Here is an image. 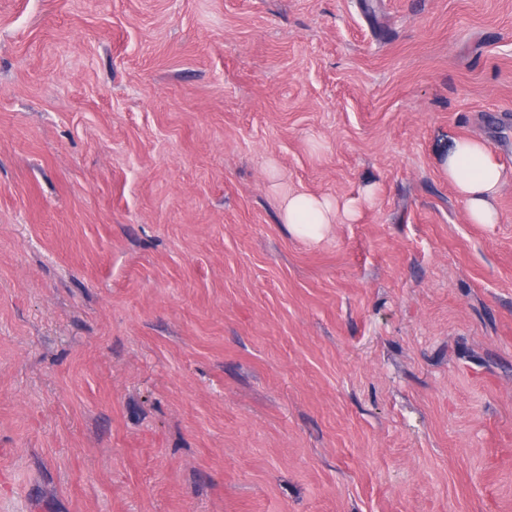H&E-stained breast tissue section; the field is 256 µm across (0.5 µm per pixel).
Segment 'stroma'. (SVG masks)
Listing matches in <instances>:
<instances>
[{
  "mask_svg": "<svg viewBox=\"0 0 512 512\" xmlns=\"http://www.w3.org/2000/svg\"><path fill=\"white\" fill-rule=\"evenodd\" d=\"M456 137L512 174V0H0V512H512ZM358 208L357 200L340 201L305 191H286L281 219L294 237L317 243L325 237L331 224L353 220Z\"/></svg>",
  "mask_w": 512,
  "mask_h": 512,
  "instance_id": "35a3bbf8",
  "label": "stroma"
}]
</instances>
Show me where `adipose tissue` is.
Segmentation results:
<instances>
[{
	"label": "adipose tissue",
	"mask_w": 512,
	"mask_h": 512,
	"mask_svg": "<svg viewBox=\"0 0 512 512\" xmlns=\"http://www.w3.org/2000/svg\"><path fill=\"white\" fill-rule=\"evenodd\" d=\"M440 171L464 203L468 223H498L497 199L512 175L491 154L483 140L454 139L449 152L441 159ZM358 208L355 200L340 201L305 191H288L283 195L281 219L294 237L317 243L331 225L354 219Z\"/></svg>",
	"instance_id": "ef3b65f1"
}]
</instances>
